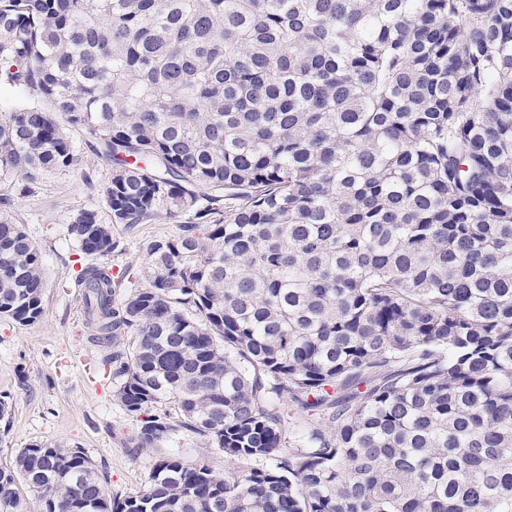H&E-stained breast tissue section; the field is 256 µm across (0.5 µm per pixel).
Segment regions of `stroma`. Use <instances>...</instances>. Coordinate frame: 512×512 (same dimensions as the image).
Here are the masks:
<instances>
[{
	"label": "stroma",
	"mask_w": 512,
	"mask_h": 512,
	"mask_svg": "<svg viewBox=\"0 0 512 512\" xmlns=\"http://www.w3.org/2000/svg\"><path fill=\"white\" fill-rule=\"evenodd\" d=\"M80 147L84 129L67 127ZM75 171L47 175L36 193L16 199L15 218L38 245L45 271L43 313L22 326L0 319V398L11 406L0 420V467L11 466L22 448L35 442L79 447L107 480L109 492L132 495L147 485L159 451L136 445L139 423L113 396L107 343L85 332L86 309L76 277L90 257L66 234L75 210L103 208L108 162L91 152ZM177 221L133 227L116 225L118 249L107 260L113 273L141 281L150 243L178 234Z\"/></svg>",
	"instance_id": "1"
}]
</instances>
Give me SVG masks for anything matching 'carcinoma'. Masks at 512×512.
<instances>
[{
  "instance_id": "cac0c4a2",
  "label": "carcinoma",
  "mask_w": 512,
  "mask_h": 512,
  "mask_svg": "<svg viewBox=\"0 0 512 512\" xmlns=\"http://www.w3.org/2000/svg\"><path fill=\"white\" fill-rule=\"evenodd\" d=\"M0 83V318L42 316L9 189L80 165L58 113L112 164L82 254L181 220L78 280L137 447L225 463L111 495L36 443L0 512H512V0H0ZM162 452L176 454L188 461L206 460L216 470L224 471V455L216 448H206L204 442L189 431H181L163 447Z\"/></svg>"
}]
</instances>
